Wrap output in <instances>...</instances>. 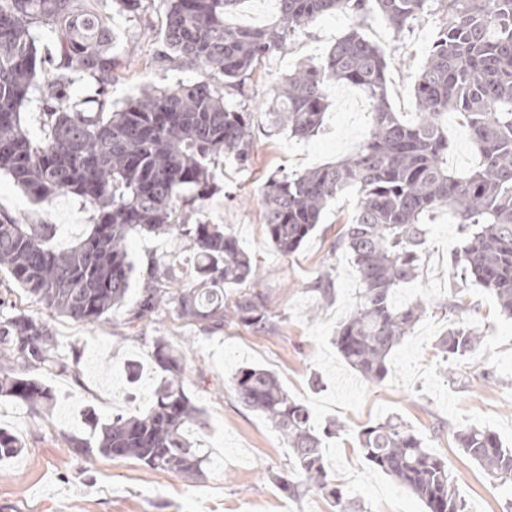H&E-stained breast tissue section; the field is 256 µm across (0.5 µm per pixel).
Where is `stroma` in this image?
Returning <instances> with one entry per match:
<instances>
[{"mask_svg": "<svg viewBox=\"0 0 512 512\" xmlns=\"http://www.w3.org/2000/svg\"><path fill=\"white\" fill-rule=\"evenodd\" d=\"M102 10L110 17L112 52L121 66L103 95L91 78L77 76L74 96L86 100L88 111H97L102 100L119 106L152 88L200 80L199 72L163 58L162 0H142L135 12L108 0ZM440 24V14L431 13L398 37L372 12L360 25L361 34L386 53L389 99L404 119L415 117L413 79ZM351 25L344 14L320 16L283 50L264 59L239 89L225 88L227 106L254 115L252 162L241 170L233 160L218 157L216 191L187 210L190 221L223 225L255 259L261 270L256 287L268 298L276 322L273 333L258 335L235 323L203 333L170 309L132 322L124 307L100 325H86L50 316L0 272V297L29 314L51 318L61 346L76 343L82 351L76 373L41 374L56 395L52 412L0 403V427L25 445L21 454L0 462V512H336L331 498L314 491L293 498L272 480V473L289 471L293 461L286 440L262 415L246 408L233 389V374L246 364L274 371L289 394L310 406L318 420L346 424V433L328 441L325 459L361 512H425L409 490L369 466L357 449L356 431L391 415L400 416L433 453L450 460L467 512H512V492L462 455L450 436L451 430L477 426L512 445V402L507 399L512 393V319L498 313L486 289L454 276L450 253L460 230L453 214L443 209L432 216L424 273L406 285L400 297L436 305L456 291L464 296L468 318L484 338L475 358L459 362V382L444 373L434 347L445 326L434 312L394 351L382 384L366 382L339 356L333 334L355 301L358 281L353 264L333 244L354 212L356 190L341 193L329 204L317 232L295 254L282 256L267 240L261 193L268 178L338 161L354 152L368 130L370 100L358 89L337 83L327 90L330 106L315 135L298 138L267 129L265 112L288 71L298 62L319 60ZM1 211L25 224L55 225L54 242L60 248L86 234L91 222L90 211L76 199L62 195L48 206L35 203L2 173ZM128 250L139 269L153 257L181 263L191 258L174 236L134 234ZM326 271L332 274L333 295L324 302L313 284ZM151 336L164 337L186 353L184 386L206 421L202 441L209 461L203 476L187 478L133 458L96 454L83 459L65 445V435L83 430L87 408L109 416L133 413L151 403L158 379L147 342ZM131 357L141 364L140 377L132 385L124 373ZM486 368L496 369L497 382L483 381ZM315 376L321 379L316 387L311 384Z\"/></svg>", "mask_w": 512, "mask_h": 512, "instance_id": "35a3bbf8", "label": "stroma"}]
</instances>
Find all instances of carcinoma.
Instances as JSON below:
<instances>
[{"mask_svg": "<svg viewBox=\"0 0 512 512\" xmlns=\"http://www.w3.org/2000/svg\"><path fill=\"white\" fill-rule=\"evenodd\" d=\"M100 0H0V171L34 202L71 194L91 212V228L66 249L54 245L55 225L22 224L0 213V266L14 287L50 315L98 325L129 298L136 268L129 258L132 232L174 234L192 250L190 269L152 258L130 320L147 319L170 306L203 331L229 323L254 332L272 328L263 292L251 288L260 269L222 224L186 220L184 207L204 199L215 180L211 163L224 154L251 162L253 117L224 105L209 81L151 89L109 112H89L73 102V75L112 85L118 60L112 28ZM167 58L201 74L216 73L235 87L270 55L283 50L306 24L326 13L352 17L355 28L336 40L327 56L298 65L268 104L271 128L295 137L319 130L328 109L325 86L359 87L372 103L368 132L354 154L330 165L266 182L262 205L266 236L281 255L297 252L314 233L329 203L354 188L352 219L336 238L358 276L355 302L337 326L334 343L343 360L370 383H381L396 348L427 313L422 300L400 303L396 293L422 275L428 221L440 207L461 224L462 240L450 257L454 275L472 277L489 290L499 311L512 317V0H277L278 17L261 28L231 27L225 15L237 0H164ZM443 23L415 75L416 119L406 122L387 97L388 61L359 32L376 10L396 36L433 5ZM56 71L39 82L43 65ZM38 94L46 110L35 141L21 122V108ZM456 115L479 153L474 171L448 170L447 114ZM437 308L448 329L436 348L449 362L472 357L483 336L466 318L463 296ZM162 372L154 401L136 414L103 420L89 410L90 433L65 438L71 452L135 458L187 477L203 474L208 455L190 438L202 412L183 385L184 352L153 339ZM80 350L58 349L53 325L0 300V400L39 413L54 404L42 370L73 371ZM239 401L265 416L288 441L289 473L272 475L282 490L299 496L317 490L349 510L344 489L324 461L325 441L345 432L335 420L313 421L310 408L288 394L278 376L258 366L237 370ZM458 448L500 485L512 483V448L486 428L453 433ZM372 467L407 487L426 512H465L448 459L399 419L370 424L357 433ZM24 444L0 429V460Z\"/></svg>", "mask_w": 512, "mask_h": 512, "instance_id": "carcinoma-1", "label": "carcinoma"}]
</instances>
